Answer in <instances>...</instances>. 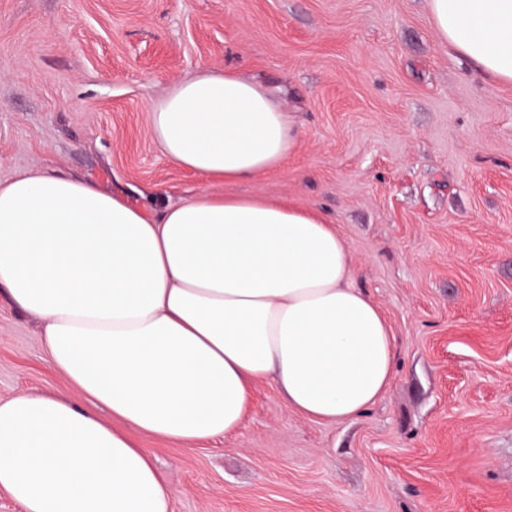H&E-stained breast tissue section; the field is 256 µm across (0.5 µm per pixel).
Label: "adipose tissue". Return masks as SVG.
I'll use <instances>...</instances> for the list:
<instances>
[{"label":"adipose tissue","mask_w":512,"mask_h":512,"mask_svg":"<svg viewBox=\"0 0 512 512\" xmlns=\"http://www.w3.org/2000/svg\"><path fill=\"white\" fill-rule=\"evenodd\" d=\"M429 8L444 44L512 83V0ZM151 134L210 183L283 168L298 137L262 86L207 67L153 110ZM352 276L335 225L289 203H132L47 170L0 182V285L72 391L0 400V490L24 512H171L111 419L190 447L235 431L267 380L306 418H357L388 387L393 335Z\"/></svg>","instance_id":"ef3b65f1"}]
</instances>
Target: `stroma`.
Listing matches in <instances>:
<instances>
[{"instance_id":"stroma-1","label":"stroma","mask_w":512,"mask_h":512,"mask_svg":"<svg viewBox=\"0 0 512 512\" xmlns=\"http://www.w3.org/2000/svg\"><path fill=\"white\" fill-rule=\"evenodd\" d=\"M203 67L289 113L281 170L211 185L168 162L150 113ZM40 169L323 212L392 326L390 386L355 420L267 382L230 435L138 436L172 512H512V84L441 42L428 0H0V181ZM19 392L69 385L0 285V399Z\"/></svg>"}]
</instances>
